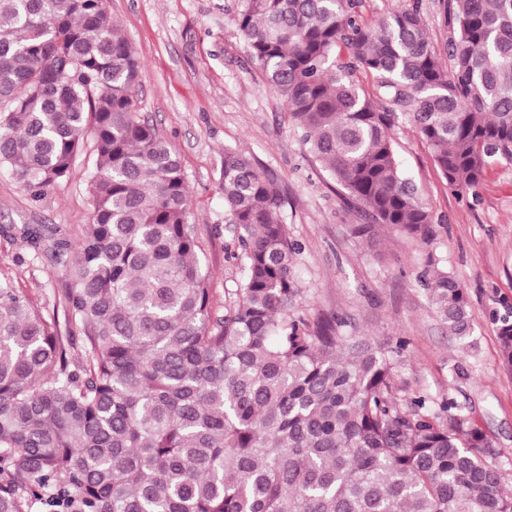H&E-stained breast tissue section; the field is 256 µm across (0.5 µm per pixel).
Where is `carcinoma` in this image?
Wrapping results in <instances>:
<instances>
[{"label":"carcinoma","instance_id":"obj_1","mask_svg":"<svg viewBox=\"0 0 512 512\" xmlns=\"http://www.w3.org/2000/svg\"><path fill=\"white\" fill-rule=\"evenodd\" d=\"M420 11L368 25L361 0H244L236 17L310 152L370 220L353 228L367 240L378 224L434 232L398 162L401 124L458 195L512 161V0H450L449 69ZM139 71L106 0H0V166L39 198L89 136L96 155L92 221L52 244L64 321L0 279V512H512L469 414L397 393L406 341L298 313L286 198L230 148L219 187L245 273L214 311L181 160L137 112ZM421 278L466 337L455 277ZM498 322L511 370L512 311Z\"/></svg>","mask_w":512,"mask_h":512}]
</instances>
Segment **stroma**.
Listing matches in <instances>:
<instances>
[{
  "label": "stroma",
  "mask_w": 512,
  "mask_h": 512,
  "mask_svg": "<svg viewBox=\"0 0 512 512\" xmlns=\"http://www.w3.org/2000/svg\"><path fill=\"white\" fill-rule=\"evenodd\" d=\"M243 0H107L141 63L137 107L177 152L201 245L213 305L243 277L233 225L224 215L219 178L225 149L257 161L288 198L283 217L301 247L296 271L302 315L317 323L344 318L345 333L375 340L403 337L396 384L404 397L450 398L492 439L487 461L512 490V371L500 358L496 319L512 310V162L491 165L476 195H457L436 170L430 147L411 126L397 134L398 160L428 208L435 234L423 242L388 226L373 241L353 233L364 212L301 141L282 102L248 55L237 28ZM81 156L69 176L31 199L0 169V279L45 316L62 314L63 269L50 252H33L20 230L40 225L46 238L78 237L90 223ZM446 267L468 294L470 334L450 336L419 276Z\"/></svg>",
  "instance_id": "obj_1"
}]
</instances>
